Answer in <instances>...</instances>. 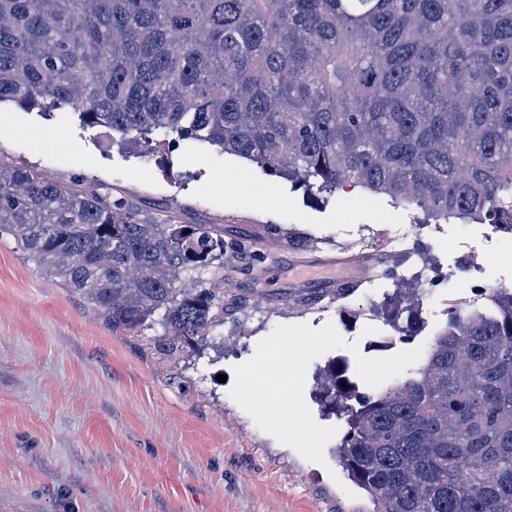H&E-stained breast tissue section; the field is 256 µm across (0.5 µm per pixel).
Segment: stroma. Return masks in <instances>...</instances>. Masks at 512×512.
<instances>
[{"mask_svg": "<svg viewBox=\"0 0 512 512\" xmlns=\"http://www.w3.org/2000/svg\"><path fill=\"white\" fill-rule=\"evenodd\" d=\"M0 159L60 184H96L148 218L223 225L236 297L208 343L171 351L157 341L161 326L112 330L12 237H0V512H375L336 441L323 463L306 460L261 430L218 375H231L276 327L333 324L359 351L315 359L303 397L319 425L342 433L343 419L321 400L328 363L345 361L359 382L356 355L429 347L447 322L452 281L512 288L510 233L437 224L358 187L314 198L207 144L130 149L75 114L5 102ZM383 224L417 225L408 253L376 285L351 282L356 257L346 240L375 238ZM324 257L340 261L330 281L296 267ZM413 303L421 322L405 340L389 313Z\"/></svg>", "mask_w": 512, "mask_h": 512, "instance_id": "1", "label": "stroma"}]
</instances>
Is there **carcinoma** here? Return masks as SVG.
<instances>
[{"label":"carcinoma","instance_id":"obj_1","mask_svg":"<svg viewBox=\"0 0 512 512\" xmlns=\"http://www.w3.org/2000/svg\"><path fill=\"white\" fill-rule=\"evenodd\" d=\"M106 137L197 141L310 193L345 185L435 221L512 226V0H0V103ZM114 330L169 350L224 323V225L146 219L0 159V236ZM209 267L208 288L182 274ZM448 302L401 383L333 362L348 476L378 512H512V289Z\"/></svg>","mask_w":512,"mask_h":512}]
</instances>
